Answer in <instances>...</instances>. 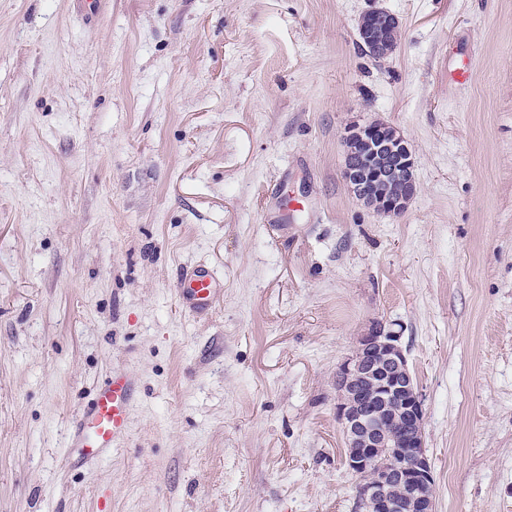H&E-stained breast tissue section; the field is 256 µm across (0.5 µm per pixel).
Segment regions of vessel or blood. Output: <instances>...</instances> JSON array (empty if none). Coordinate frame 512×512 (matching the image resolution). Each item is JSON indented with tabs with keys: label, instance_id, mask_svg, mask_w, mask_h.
Wrapping results in <instances>:
<instances>
[{
	"label": "vessel or blood",
	"instance_id": "b4317fda",
	"mask_svg": "<svg viewBox=\"0 0 512 512\" xmlns=\"http://www.w3.org/2000/svg\"><path fill=\"white\" fill-rule=\"evenodd\" d=\"M218 293L214 271L197 265L182 273L177 295L182 307L193 314L210 311ZM137 382L126 372L113 373L94 392L71 420L64 463L81 470L108 461L127 443L131 432V412Z\"/></svg>",
	"mask_w": 512,
	"mask_h": 512
}]
</instances>
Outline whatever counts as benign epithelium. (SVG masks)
I'll return each mask as SVG.
<instances>
[{"label":"benign epithelium","instance_id":"1","mask_svg":"<svg viewBox=\"0 0 512 512\" xmlns=\"http://www.w3.org/2000/svg\"><path fill=\"white\" fill-rule=\"evenodd\" d=\"M365 123L347 131L368 144L367 166L344 167L354 195L376 211L398 216L409 200L368 184L405 176L415 179V162L406 142L386 143ZM336 416L345 437V461L352 471L368 472L358 491L361 512H436L435 478L427 453L422 395L410 372L400 332L378 321L359 336L351 355L336 370ZM399 483L400 500L388 486Z\"/></svg>","mask_w":512,"mask_h":512}]
</instances>
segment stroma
I'll return each instance as SVG.
<instances>
[{"label": "stroma", "instance_id": "obj_1", "mask_svg": "<svg viewBox=\"0 0 512 512\" xmlns=\"http://www.w3.org/2000/svg\"><path fill=\"white\" fill-rule=\"evenodd\" d=\"M373 119L415 159L398 217L343 176ZM198 263L205 317L175 292ZM375 320L436 512H512V0H0V512H358L336 368ZM114 371L128 443L67 470ZM177 295L182 307L192 314H204L216 304L218 283L214 271L197 265L181 274Z\"/></svg>", "mask_w": 512, "mask_h": 512}]
</instances>
